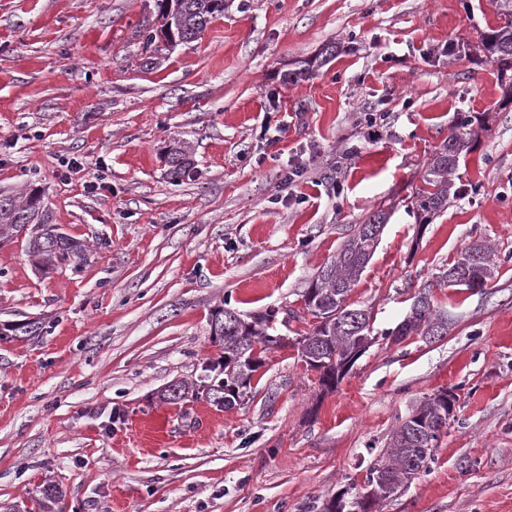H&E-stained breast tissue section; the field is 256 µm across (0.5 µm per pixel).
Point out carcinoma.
Instances as JSON below:
<instances>
[{
    "label": "carcinoma",
    "mask_w": 512,
    "mask_h": 512,
    "mask_svg": "<svg viewBox=\"0 0 512 512\" xmlns=\"http://www.w3.org/2000/svg\"><path fill=\"white\" fill-rule=\"evenodd\" d=\"M494 6L503 24L482 36L480 52L485 60L498 65V72H508L512 70V0H494ZM157 8L158 15L166 17L167 27L176 34L183 33V42L188 43L194 41L212 20L224 15V0H170L168 8H163L160 2ZM140 37L141 53L158 50L156 29L145 26L140 30ZM334 53V47L326 48L325 57L305 62L303 68L287 75L286 80L306 79L314 63L322 65ZM476 122L482 124L485 119L467 112L461 115L456 131L424 164L425 188L418 192L415 205L427 225L445 208L449 197H459L464 192V188L456 184V170L460 157L473 147L472 126ZM191 165L189 143L178 141L168 149L166 176L171 182H180L188 175ZM40 197L37 189L30 190L22 198L0 195V236L27 235L29 257L38 269L48 271L79 255L82 244L58 231L56 225L42 221L44 206L34 204ZM386 220V213L381 210L369 215L342 244L334 260L319 270L304 294L305 309L319 319L305 340L308 348H320L324 352L319 384L327 390L336 387L348 372L351 354L358 341L371 335V318L361 319L358 325L349 323L354 308L347 304V298L378 246L372 228L383 227ZM494 269L492 247L483 239L471 241L452 263L440 267L432 279L420 287L409 314L386 335L396 342L410 336L433 342L447 335L448 318L434 309L431 289L437 286L482 289L493 277ZM229 312L231 309L222 305L211 312V336L224 349L220 371L198 384L176 382L178 395L174 397L164 390L162 399L178 403L188 397L204 398L219 408H232L247 396L254 373L260 368V364L251 359V353L254 345L272 341L268 322L273 317L259 315L235 326L227 322ZM3 330L18 338L38 336L42 327L23 322L6 325ZM456 401L454 392L444 389L412 411L393 432L386 453L369 470L366 488L340 491L324 504L323 512H373L378 500L391 497L427 471L435 460L441 435L448 428L449 406ZM58 498L56 487L45 488L37 502L40 512H54Z\"/></svg>",
    "instance_id": "1"
}]
</instances>
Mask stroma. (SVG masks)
Segmentation results:
<instances>
[{
    "mask_svg": "<svg viewBox=\"0 0 512 512\" xmlns=\"http://www.w3.org/2000/svg\"><path fill=\"white\" fill-rule=\"evenodd\" d=\"M156 0H0V194L39 189L85 251L36 271L0 237V512H322L364 486L394 430L457 396L429 470L378 512H512V103L476 53L492 0H225L200 36L141 56ZM335 46L305 80L285 75ZM490 113L459 161L467 195L420 227L423 165L460 113ZM189 142L188 177L164 152ZM311 174L284 189L289 164ZM388 214L347 299L373 341L329 392L289 338L355 225ZM486 288H435L448 334L384 338L474 239ZM275 311L244 402L158 398L222 349L210 314Z\"/></svg>",
    "mask_w": 512,
    "mask_h": 512,
    "instance_id": "obj_1",
    "label": "stroma"
}]
</instances>
